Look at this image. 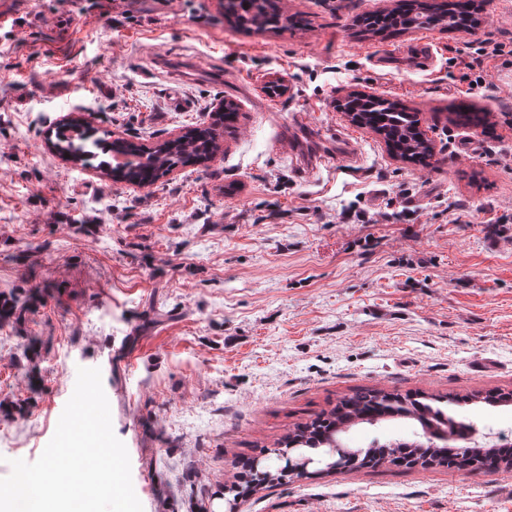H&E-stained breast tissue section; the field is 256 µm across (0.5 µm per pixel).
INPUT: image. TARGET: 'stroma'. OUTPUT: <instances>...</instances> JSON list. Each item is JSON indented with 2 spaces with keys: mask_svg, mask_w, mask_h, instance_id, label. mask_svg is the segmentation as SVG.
<instances>
[{
  "mask_svg": "<svg viewBox=\"0 0 512 512\" xmlns=\"http://www.w3.org/2000/svg\"><path fill=\"white\" fill-rule=\"evenodd\" d=\"M397 3L283 0L300 24L246 33L221 0H0V295L42 291L0 327V478L40 457L81 367L101 370L143 512H197L193 491L359 386L512 390V227L495 230L512 217V68L487 62L474 94L450 64L512 41V0H484L470 30L355 26ZM351 93L418 112L429 165L353 124L336 107ZM223 100L238 117L214 158L148 187L45 144L78 104L149 146ZM454 413L512 439V406ZM240 512H512V470L359 468Z\"/></svg>",
  "mask_w": 512,
  "mask_h": 512,
  "instance_id": "1",
  "label": "stroma"
}]
</instances>
